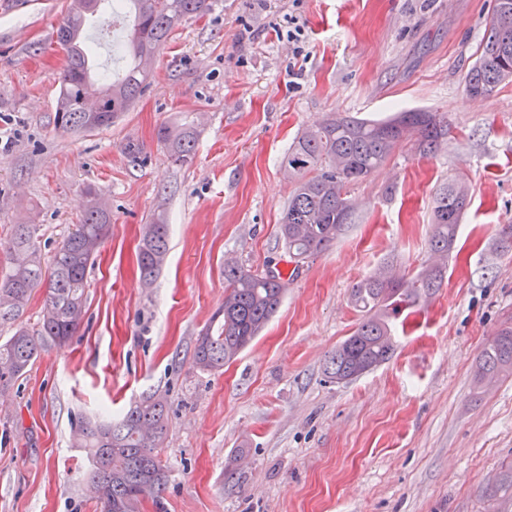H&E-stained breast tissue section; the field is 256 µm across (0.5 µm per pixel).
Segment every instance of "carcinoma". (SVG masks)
<instances>
[{"label":"carcinoma","instance_id":"cac0c4a2","mask_svg":"<svg viewBox=\"0 0 512 512\" xmlns=\"http://www.w3.org/2000/svg\"><path fill=\"white\" fill-rule=\"evenodd\" d=\"M213 3L111 0L112 14L132 20L125 45L130 63L122 74H104L97 80L91 73L89 55L81 46L85 23L95 12L90 10L89 0H69L57 32V42L68 59L55 106L57 126L75 132L90 130L88 114L80 103L89 92L96 95L100 109L97 128L114 124L149 87L145 62L158 53L183 20L210 11ZM505 81H512V0H495L488 34L466 74L465 90L473 96H486ZM408 134L415 137L420 153L434 154L448 139V114L416 109L381 120L333 115L298 138L283 160L288 175L296 177L295 190L279 224V239L289 259L298 265L336 242L352 220L353 206L345 190L382 165ZM157 139L174 161H192L197 139L194 126H161ZM87 196V209L53 252L47 276L43 275L32 225H14L9 245L11 265L0 276V321L15 319L35 289L43 286L46 291L39 332L32 334L20 327L0 343V388L24 376L47 344L68 343L82 323L87 271L112 231V212L102 193L90 188ZM468 202L466 185L454 180L435 193L432 264L410 279L381 268L354 285L352 300L363 312V319L328 358L325 372L329 378L347 383L392 357L389 315L419 305L442 286ZM167 251L168 227L157 218L146 225L140 244L139 268L146 284L158 275ZM224 280V306L195 343L193 363L202 371H219L234 360L257 338L283 298L281 277L275 272L227 263ZM505 373L512 375L511 321L502 325L482 350L477 382ZM165 429L166 399L156 393L140 398L115 422L80 421L79 444L88 449L91 466L87 486L103 512H140L143 487L161 492L167 480L159 452ZM492 489L494 496L512 501V464L499 472Z\"/></svg>","mask_w":512,"mask_h":512}]
</instances>
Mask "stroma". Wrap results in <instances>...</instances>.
Here are the masks:
<instances>
[{"label": "stroma", "mask_w": 512, "mask_h": 512, "mask_svg": "<svg viewBox=\"0 0 512 512\" xmlns=\"http://www.w3.org/2000/svg\"><path fill=\"white\" fill-rule=\"evenodd\" d=\"M494 0H221L183 21L148 64L150 87L115 125L56 128L67 0H0V269L13 225H37L51 254L101 188L112 234L87 274V314L0 390V512H101L87 492L79 418H121L167 398L168 481L141 512H497L492 477L512 462V375L477 382L481 351L512 320V83L469 96L464 77ZM298 21L303 52L273 30ZM129 19L95 16L85 44L116 73ZM445 112L433 155L405 141L352 185L351 224L293 266L278 237L295 180L282 159L326 115ZM199 131L191 163L157 139ZM147 161L131 162L127 143ZM469 205L439 291L392 321L396 351L347 383L326 362L361 313L353 286L378 267L430 262L436 190ZM157 216L169 251L144 284L140 240ZM279 272L280 308L217 372L193 364L224 303V264Z\"/></svg>", "instance_id": "stroma-1"}]
</instances>
